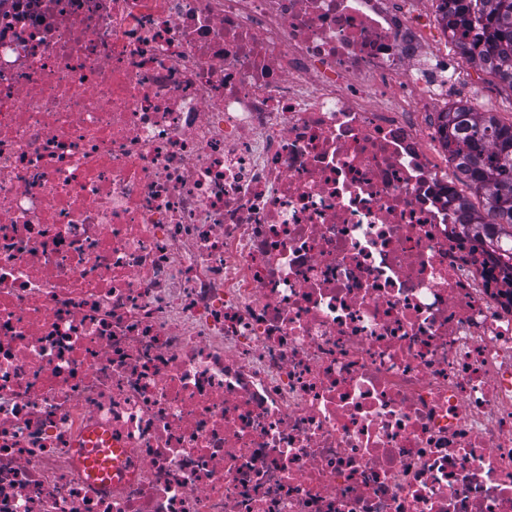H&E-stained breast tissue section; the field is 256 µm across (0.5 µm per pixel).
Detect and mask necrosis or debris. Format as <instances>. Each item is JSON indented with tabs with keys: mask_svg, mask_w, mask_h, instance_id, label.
Here are the masks:
<instances>
[{
	"mask_svg": "<svg viewBox=\"0 0 512 512\" xmlns=\"http://www.w3.org/2000/svg\"><path fill=\"white\" fill-rule=\"evenodd\" d=\"M436 19L0 0V512H512Z\"/></svg>",
	"mask_w": 512,
	"mask_h": 512,
	"instance_id": "necrosis-or-debris-1",
	"label": "necrosis or debris"
}]
</instances>
